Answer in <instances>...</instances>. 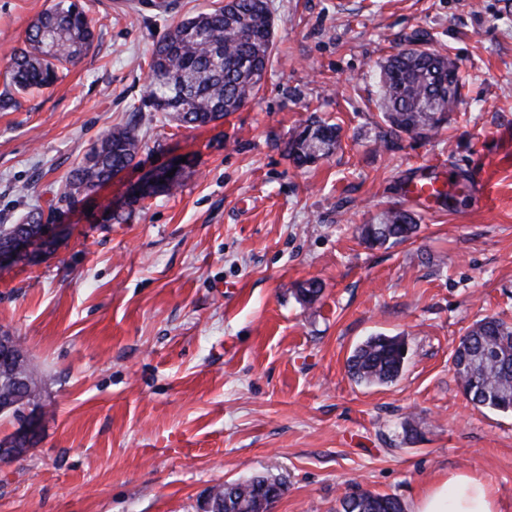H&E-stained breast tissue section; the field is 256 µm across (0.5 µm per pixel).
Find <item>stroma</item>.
<instances>
[{"instance_id":"1","label":"stroma","mask_w":512,"mask_h":512,"mask_svg":"<svg viewBox=\"0 0 512 512\" xmlns=\"http://www.w3.org/2000/svg\"><path fill=\"white\" fill-rule=\"evenodd\" d=\"M158 2L82 0L92 50L0 110V224L37 208L48 226L0 269V334L47 381L35 442L0 462V512H203L213 487L255 475L287 487L272 512H336L358 488L408 507L456 472L512 512V415L475 409L452 365L473 323L512 322V0H269L261 89L195 128L131 106L172 24L224 0ZM52 3L0 0V87ZM421 41L457 64L460 101L437 136L383 146L380 68ZM314 119L340 145L300 168L288 147ZM133 120L134 165L59 202ZM181 158L176 190L138 198ZM429 171L466 178L463 202L408 199ZM396 205L416 237L368 248L357 227ZM375 334L403 337L408 359L368 387L346 360Z\"/></svg>"}]
</instances>
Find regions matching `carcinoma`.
I'll use <instances>...</instances> for the list:
<instances>
[{
    "instance_id": "carcinoma-1",
    "label": "carcinoma",
    "mask_w": 512,
    "mask_h": 512,
    "mask_svg": "<svg viewBox=\"0 0 512 512\" xmlns=\"http://www.w3.org/2000/svg\"><path fill=\"white\" fill-rule=\"evenodd\" d=\"M274 23L269 0H231L172 25L156 43L149 83L140 112H163L187 126L224 118L254 96L267 72L273 48ZM93 20L80 0H57L29 26L24 47L12 59V93L53 86L67 65L86 56L94 43ZM455 63L434 50L391 56L381 71V105L389 139L401 134L436 133L453 111L460 95ZM334 124L313 122L295 137L288 157L297 166L314 163L309 139L320 138L333 148L338 142ZM142 148L137 126L129 124L103 135L83 157L67 181L59 201L70 202L94 191L112 175L131 166ZM42 212L31 210L16 224H0V247L15 235L42 236ZM418 229L415 215L403 208L386 211L376 224L359 228L370 247L409 240ZM407 359L400 336L372 335L347 358L350 377L366 385H388L401 376ZM453 367L470 402L503 414L512 413V323L491 316L476 322L460 338ZM15 369L0 363V401L13 395ZM285 485L265 476L256 483L222 485L213 492L230 502L226 512H259L260 498H279ZM338 512H404L399 498L368 491L340 499Z\"/></svg>"
}]
</instances>
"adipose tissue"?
<instances>
[{"instance_id": "obj_1", "label": "adipose tissue", "mask_w": 512, "mask_h": 512, "mask_svg": "<svg viewBox=\"0 0 512 512\" xmlns=\"http://www.w3.org/2000/svg\"><path fill=\"white\" fill-rule=\"evenodd\" d=\"M411 512H497L487 481L453 474L432 483L411 505Z\"/></svg>"}]
</instances>
